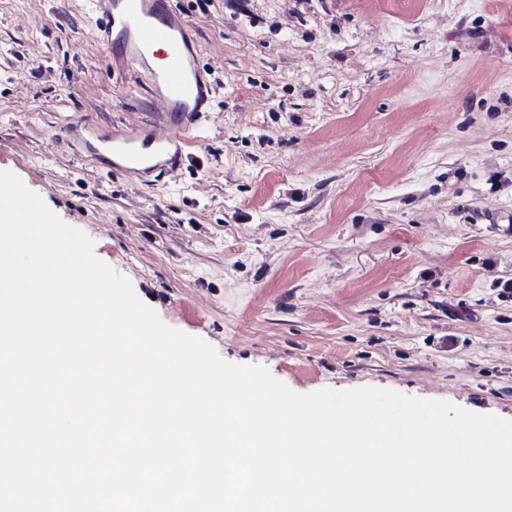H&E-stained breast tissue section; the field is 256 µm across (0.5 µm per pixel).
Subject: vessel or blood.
<instances>
[{
    "mask_svg": "<svg viewBox=\"0 0 512 512\" xmlns=\"http://www.w3.org/2000/svg\"><path fill=\"white\" fill-rule=\"evenodd\" d=\"M97 42L109 46L113 70L133 71L154 101L157 118L146 128L105 134L89 144L112 157V169L161 184L186 154L185 135L212 111L216 88L204 67L187 15L173 0H86Z\"/></svg>",
    "mask_w": 512,
    "mask_h": 512,
    "instance_id": "vessel-or-blood-1",
    "label": "vessel or blood"
}]
</instances>
